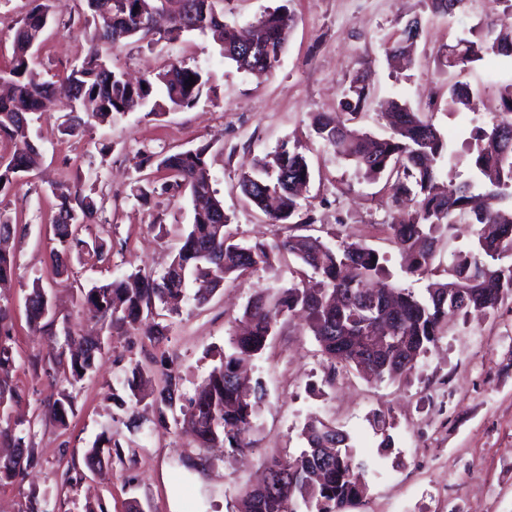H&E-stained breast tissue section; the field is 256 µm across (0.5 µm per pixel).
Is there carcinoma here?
Returning a JSON list of instances; mask_svg holds the SVG:
<instances>
[{
    "instance_id": "carcinoma-1",
    "label": "carcinoma",
    "mask_w": 512,
    "mask_h": 512,
    "mask_svg": "<svg viewBox=\"0 0 512 512\" xmlns=\"http://www.w3.org/2000/svg\"><path fill=\"white\" fill-rule=\"evenodd\" d=\"M97 20L89 55L73 66L65 78L69 107L86 109V117L70 118L68 134H78L85 122L110 124L136 106L159 115L165 109L194 106L209 83L199 67L173 63L151 79L132 84L112 67L107 52L124 39L155 41L159 37L176 42L184 35H211L219 54L240 70L269 74L279 63L288 42L289 25L282 9L267 12L249 31L250 45L224 23V0H82ZM504 4L499 32L488 41L461 39L442 55L448 70H464L487 54L512 59V0ZM50 23L48 0L37 4L15 29L13 57L8 70L0 73L10 87L0 96V137L14 142L15 150L0 164V192L9 190L22 175L33 169L39 150L30 136L31 115L57 107L52 84L42 80L32 66V42H41ZM420 19L411 23L388 43L386 52L406 57L417 37ZM195 84L189 85V76ZM474 91L463 82L448 86V107L468 108ZM372 97L369 87L356 79L343 103L345 118L318 112L314 130L337 155L355 165L367 180L384 179L387 204L398 207L414 203L408 217L389 225L394 244L406 255L410 274H431L435 253L434 233L448 224H476L475 249L460 253L448 267V279L432 281L426 294L417 296L395 285L371 281L383 274L378 253L359 243L331 247L318 238L290 236L273 245L241 242L227 232L231 218L212 187L207 155L210 144L155 156L143 155L138 167L152 162L166 171L173 183L162 190H189L193 221L168 269L157 279L132 273L122 279L95 284L85 292L83 306L93 316L112 324H142L158 306L174 309L184 297L189 278L216 289L230 276L240 277L259 267H270L278 255L287 253L303 269L318 277L312 288L298 283L275 295L259 291L247 304L243 321L247 330L228 334L227 347L218 353V364L194 396L184 397L180 378L170 374L154 398L162 424L180 411L175 424L194 429L198 447H228L242 451L252 447L254 419L266 397L261 379L240 372L241 363L264 352L279 320L295 311L307 317V327L331 370L341 364L372 377L377 382L394 381L410 373L440 334L448 328V316L467 315L473 310L491 313L512 298V83L500 94V107L488 128L471 133L476 149L466 155L473 175L450 189L440 180L437 163L456 160L448 143L431 120L399 100L387 103L380 113L389 129L384 138H374L354 124ZM310 169L296 149L282 144L266 157L258 173L245 175L240 187L248 200L271 224H284L299 215L302 205L298 189L307 183ZM57 212L53 224V249L59 273L68 272V260L90 254L101 261L110 251L106 242L94 248L81 232L103 209L79 186L55 190ZM17 228L0 211V286L10 282L16 270V254L9 241ZM52 306L43 289L35 286L28 297L27 320L31 327L52 324ZM390 330L385 343L365 345L358 337L379 324ZM47 361L51 368H65L78 381L90 371L101 346L98 342L69 335L66 343L49 340ZM391 425L384 414L374 415L380 447L394 446ZM302 438L307 447L288 457H272L264 466L288 473L281 484L263 491L254 489L239 501L238 512H350L360 508L369 493L366 475L369 464L358 460L350 438L335 424L311 415ZM34 457L22 452L0 462V481L15 479Z\"/></svg>"
}]
</instances>
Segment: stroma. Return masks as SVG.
<instances>
[{
	"label": "stroma",
	"mask_w": 512,
	"mask_h": 512,
	"mask_svg": "<svg viewBox=\"0 0 512 512\" xmlns=\"http://www.w3.org/2000/svg\"><path fill=\"white\" fill-rule=\"evenodd\" d=\"M428 0H224V21L243 30L265 12L285 7L291 18L288 44L276 69L258 77L221 58L211 37L195 33L182 40L147 43L128 39L112 50V63L136 78L170 63L200 67L210 88L190 109L159 116L138 109L107 125L63 132L68 114L33 115L31 138L38 166L7 192L0 211L18 228L13 242L17 268L10 287L0 288L7 317L4 342L11 361L0 370L15 399L0 409L28 423L26 442L36 464L19 478L0 482V512H26L37 501L41 512H237L273 456L298 453L306 443L301 429L309 415L333 421L350 438L358 457L375 462L368 474L373 512H512V300L491 316H452L448 333L420 359L405 379L369 383L337 368L331 371L303 318H283L263 355L252 364L267 397L254 421L253 448L198 450L195 437L157 422L151 393L167 373L180 376L193 396L214 364L228 330L260 290L289 287L287 262L259 268L225 282L205 305L188 284L179 309L161 316L164 335L153 338L127 326L98 322L81 303V292L132 273L161 276L192 222L188 192L172 189L148 199L136 195V179L160 180L154 168L137 172L145 153H167L210 144L213 187L231 222L228 232L245 242H273L289 235H312L324 243L361 242L384 259V279L423 295L424 277L406 274L388 226L395 215L383 182L362 178L353 164L337 158L313 130L316 113L339 112L354 78L365 79L375 100L397 99L427 112L452 149L464 150L474 127L497 113L499 85L512 80V61L491 56L470 64L464 81L482 86L472 109L448 107V74L441 56L448 45L470 38L495 11L494 0H467L453 16L431 13ZM57 25L48 27L35 52L42 77L58 80L88 54L92 23L79 18L80 0H50ZM32 0H0V70L11 63L17 22ZM422 31L413 61L394 70L385 50L389 38L411 18ZM298 148L311 178L307 192L310 224H271L251 207L239 186L281 143ZM78 185L103 202L95 223L83 230L87 241L105 240L112 249L95 265L72 263L57 274L50 258L54 191ZM473 224H454L438 234L434 269L445 277L459 252L476 238ZM55 301L56 333L94 336L104 346L92 372L81 380L49 373L47 336L32 330L26 303L33 286ZM144 372L146 396L131 403L121 382L133 366ZM70 396L66 424L51 413L55 399ZM381 411L392 425L393 447L380 451L371 426ZM118 440L125 462L89 473L86 448L101 437Z\"/></svg>",
	"instance_id": "stroma-1"
}]
</instances>
